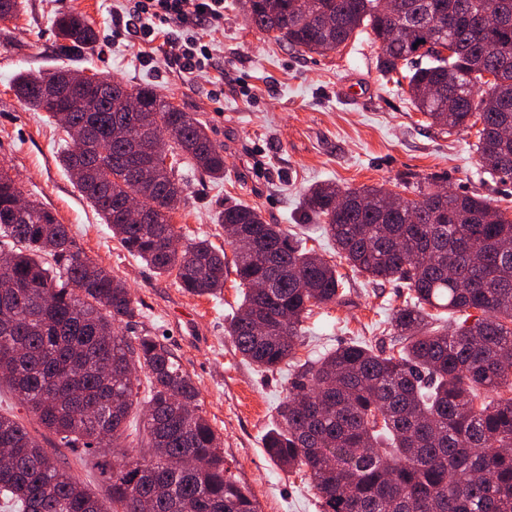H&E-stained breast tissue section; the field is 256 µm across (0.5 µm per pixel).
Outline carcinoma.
<instances>
[{
    "label": "carcinoma",
    "mask_w": 512,
    "mask_h": 512,
    "mask_svg": "<svg viewBox=\"0 0 512 512\" xmlns=\"http://www.w3.org/2000/svg\"><path fill=\"white\" fill-rule=\"evenodd\" d=\"M247 23L305 52H334L366 32L380 43L378 69L407 81L430 125L467 130L492 178L512 181V0H252ZM25 0H0V21ZM55 33L65 51L94 45L85 17L64 11ZM452 41L453 54L432 51ZM493 79L486 80L484 75ZM58 68L19 74L13 90L49 114L65 142L59 156L81 195L121 245L183 291H224L226 255L209 239L177 249L170 214L185 201L179 168L224 179V149L193 113L150 85ZM484 93H478L481 87ZM0 167V246L9 262L10 324L0 336V383L36 416L33 434L0 413V512H260L219 451L199 392L157 336H127L139 308L121 280L87 258L69 227ZM135 196L147 224L126 219ZM417 200L378 187L317 184L303 215L355 271L400 281L408 300L393 314L396 350L347 343L296 361L304 322L339 304L336 264L300 247L249 205L224 208L242 300L227 333L262 371L293 366L269 458L308 479L321 512H512V219L485 198L418 188ZM268 282L260 291L254 285ZM475 309L452 329L437 311ZM145 447L125 445L127 420ZM107 475L112 509L60 465L58 448ZM191 469L169 461L186 452Z\"/></svg>",
    "instance_id": "1"
}]
</instances>
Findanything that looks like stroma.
I'll use <instances>...</instances> for the list:
<instances>
[{
  "label": "stroma",
  "instance_id": "obj_1",
  "mask_svg": "<svg viewBox=\"0 0 512 512\" xmlns=\"http://www.w3.org/2000/svg\"><path fill=\"white\" fill-rule=\"evenodd\" d=\"M245 8L246 0H224L223 26L202 30L212 59L208 73L197 74L143 41L125 0H26L18 19L0 22V164L25 196L69 225L87 257L128 285L141 311L132 335L162 339L194 380L224 458L255 495L260 512H320L300 477L265 452L289 374L247 364L227 336L241 301L235 273H228L221 296H194L122 247L60 166L63 142L54 124L11 89L20 72L66 65L130 85H154L195 113L224 149V179L214 182L185 170L186 201L172 217L177 235L185 242L205 237L223 245L216 217L236 203L258 208L268 223L300 227L306 247L336 263L347 296L345 304L315 310L306 321L298 358L348 342L390 352L392 310L406 300L407 288L397 281L372 282L340 261L316 225H303L304 190L333 181L398 188L412 199L414 184L427 180L435 189L480 196L512 212V181L483 171L473 133L431 126L405 88L382 78L380 49L367 34L336 52H298L247 24ZM70 10L92 23L99 41L65 56L53 22L58 12Z\"/></svg>",
  "mask_w": 512,
  "mask_h": 512
}]
</instances>
